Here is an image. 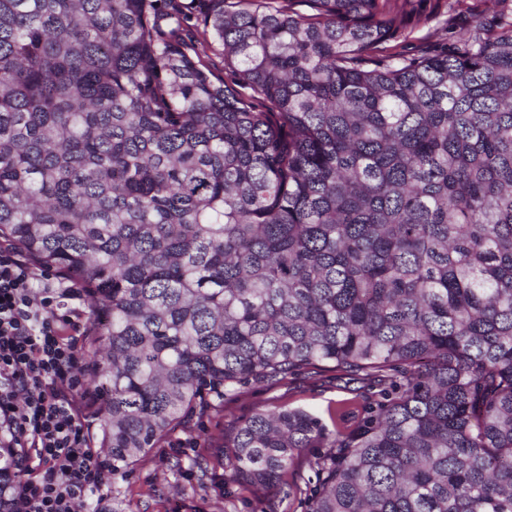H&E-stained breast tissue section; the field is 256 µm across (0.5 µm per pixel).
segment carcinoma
I'll use <instances>...</instances> for the list:
<instances>
[{
	"label": "carcinoma",
	"mask_w": 512,
	"mask_h": 512,
	"mask_svg": "<svg viewBox=\"0 0 512 512\" xmlns=\"http://www.w3.org/2000/svg\"><path fill=\"white\" fill-rule=\"evenodd\" d=\"M295 2L0 0V240L89 294L112 477L324 366L382 400L350 434L253 413L233 479L512 512V14L412 52L427 0Z\"/></svg>",
	"instance_id": "1"
}]
</instances>
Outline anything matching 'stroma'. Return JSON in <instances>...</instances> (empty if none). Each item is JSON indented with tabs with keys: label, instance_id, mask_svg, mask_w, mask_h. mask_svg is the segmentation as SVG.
Instances as JSON below:
<instances>
[{
	"label": "stroma",
	"instance_id": "1",
	"mask_svg": "<svg viewBox=\"0 0 512 512\" xmlns=\"http://www.w3.org/2000/svg\"><path fill=\"white\" fill-rule=\"evenodd\" d=\"M379 399L378 390L365 381L327 367L244 389L225 399L221 414L195 413L187 427L176 429L141 458L129 476L108 480L90 503L101 512H224L229 501L235 512H296L282 486L259 488L231 481L222 457L236 424L258 410L299 407L318 416L328 429L350 433ZM197 429L208 432L206 447L189 441L190 431ZM197 457L206 460V475L192 470L191 461ZM177 458L184 467L180 476L170 468Z\"/></svg>",
	"mask_w": 512,
	"mask_h": 512
}]
</instances>
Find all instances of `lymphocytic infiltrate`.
Wrapping results in <instances>:
<instances>
[{"label":"lymphocytic infiltrate","instance_id":"f902f5d3","mask_svg":"<svg viewBox=\"0 0 512 512\" xmlns=\"http://www.w3.org/2000/svg\"><path fill=\"white\" fill-rule=\"evenodd\" d=\"M38 282L16 251L0 247V420L13 447L34 449L37 460L22 469L11 512H85L109 470L85 426L91 405L73 306L81 294Z\"/></svg>","mask_w":512,"mask_h":512}]
</instances>
